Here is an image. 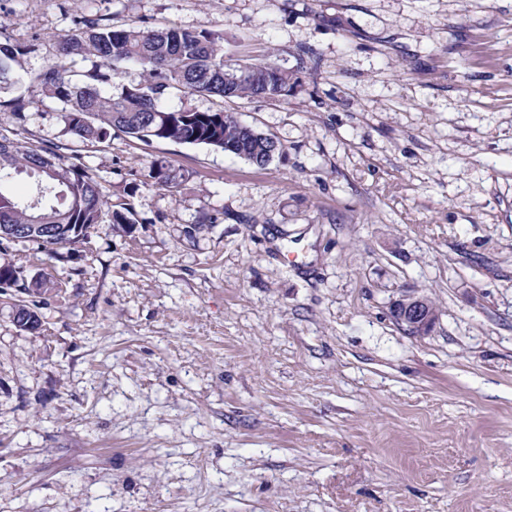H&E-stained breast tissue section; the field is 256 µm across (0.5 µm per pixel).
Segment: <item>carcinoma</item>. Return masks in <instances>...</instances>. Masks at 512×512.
I'll list each match as a JSON object with an SVG mask.
<instances>
[{"label": "carcinoma", "mask_w": 512, "mask_h": 512, "mask_svg": "<svg viewBox=\"0 0 512 512\" xmlns=\"http://www.w3.org/2000/svg\"><path fill=\"white\" fill-rule=\"evenodd\" d=\"M223 42V36L206 30L114 27L95 18L62 41L60 54L70 63H54L29 74L28 89L58 101L65 112L66 134L86 146L110 143L115 130L145 145L170 141L220 148L264 167L284 153L282 144L241 124L222 102L261 98L286 104L298 77L285 68L270 75L259 70L249 77L244 71L256 63L224 60ZM27 54L23 46L0 43V95L19 81ZM77 59L91 62V67L75 69ZM122 65L138 68L140 80L116 83ZM171 90L207 96L220 105L207 111L172 110L163 103ZM59 150L58 145L23 146L0 137V224H73L81 226L86 237L107 215L111 223L133 228L137 220L130 200L104 198L95 177L82 167L63 164ZM22 173L29 179L28 188L17 196L11 186ZM148 181L176 187L175 176L161 163L149 167ZM0 284L19 289L21 295L46 286L9 264L0 265ZM17 324L25 331L37 330L36 311L17 305Z\"/></svg>", "instance_id": "carcinoma-1"}]
</instances>
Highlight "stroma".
Instances as JSON below:
<instances>
[{
    "mask_svg": "<svg viewBox=\"0 0 512 512\" xmlns=\"http://www.w3.org/2000/svg\"><path fill=\"white\" fill-rule=\"evenodd\" d=\"M97 17L299 85L225 105L283 144L263 168L0 107L138 220L68 262L0 244L57 287L35 332L0 291V512H512V0H0V41L39 69ZM155 160L177 188L141 185ZM394 321L413 337L427 336L438 320L437 309L426 296L405 294L391 307Z\"/></svg>",
    "mask_w": 512,
    "mask_h": 512,
    "instance_id": "35a3bbf8",
    "label": "stroma"
}]
</instances>
